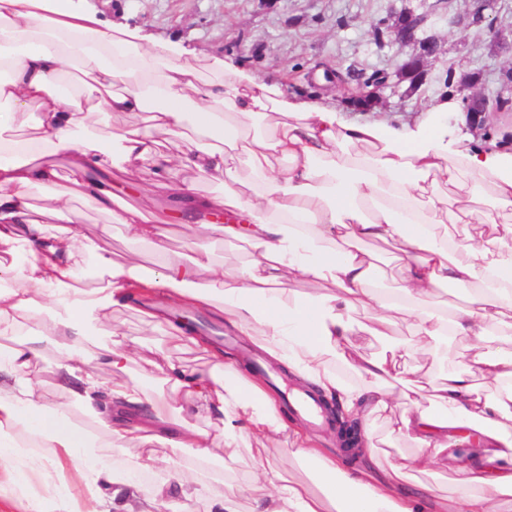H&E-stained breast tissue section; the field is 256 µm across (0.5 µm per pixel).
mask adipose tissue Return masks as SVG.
Segmentation results:
<instances>
[{
  "label": "adipose tissue",
  "instance_id": "adipose-tissue-1",
  "mask_svg": "<svg viewBox=\"0 0 512 512\" xmlns=\"http://www.w3.org/2000/svg\"><path fill=\"white\" fill-rule=\"evenodd\" d=\"M68 98L54 90L66 76ZM100 112L145 115L144 125L108 137L84 132ZM35 116L33 137L14 140L18 115ZM266 136L254 128L266 119ZM188 140L187 150L165 152L161 136ZM68 160L59 169L58 157ZM149 165L143 195L163 193L190 212L235 215L225 240L243 241L251 258L237 273L217 267L203 247L189 262H163L153 275L119 264L89 238L67 199L56 196L42 215L36 193L59 181L88 207L105 213L130 239L165 253L164 216L127 204L107 180L90 171ZM182 172L216 185L195 195ZM512 152L498 147H451L448 131L429 123L398 131L383 121L345 122L336 107L289 100L275 85L231 62L208 70L162 44L142 43L136 31L102 24L96 14L59 0H0V336L15 342L0 352V502L26 501L28 512H239L246 490L260 493L257 512H512ZM452 224H472L458 239ZM394 246L396 287L376 289L381 270L364 243ZM101 272L98 287H77L79 259ZM296 281L328 285L303 298ZM460 285L462 305L439 306L433 295ZM162 293L170 305L223 311L236 332L270 360L290 368L345 411L368 419L386 407L381 384L395 369L393 350L367 356L350 337L384 336L398 320L410 321L415 342L437 343L441 374L429 382L430 409L414 397L421 387L402 383L407 412L401 430L417 450L411 464H389L383 477L352 475L334 457L292 432L298 458L314 466L326 485L316 495L289 479L274 462L259 464L247 485L225 484L217 446L238 447L242 436L268 439L290 432L261 382L252 381L221 349L162 308L144 316L164 325L177 345L194 346L210 359L209 371H190L169 356L152 363L160 387L174 395L172 413L150 423L127 414L148 402L130 378L141 352L137 339L117 326H101L107 310L131 292ZM52 311L53 335L23 334L25 322ZM112 337L88 370L89 332ZM469 337L471 366L448 359L446 346ZM53 353L63 399L47 403L38 365ZM221 415V440L190 427L188 409ZM92 431L75 430L73 412ZM149 445L167 450L150 496L130 455L114 467L112 453ZM455 467L451 495L434 486L406 492L411 469L438 456ZM82 491L73 494L71 474ZM225 484L223 495L214 485Z\"/></svg>",
  "mask_w": 512,
  "mask_h": 512
}]
</instances>
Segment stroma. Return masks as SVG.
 Segmentation results:
<instances>
[{"mask_svg":"<svg viewBox=\"0 0 512 512\" xmlns=\"http://www.w3.org/2000/svg\"><path fill=\"white\" fill-rule=\"evenodd\" d=\"M82 5L103 23L172 44L202 65L229 57L241 60L289 99L326 102L343 109L346 119L378 116L396 127L423 119L441 96L437 79L444 71L453 70L456 79L486 94L496 89L500 70L512 68V0H82ZM407 13L425 15L423 33L438 43L437 53L423 59L419 88L410 90L404 82L398 93H383L370 108L351 107L357 85L335 83V72L364 68L391 73L398 60L418 53V45H401L393 33L378 38L373 32L377 18L395 22ZM111 177L127 187L126 202L156 213L173 210L165 195L144 200L140 187L150 180L147 170L116 168ZM75 210L86 234L113 260L157 270L158 256L148 246H133L121 225L80 203ZM107 318L144 346L164 338L136 306L112 308ZM403 410L402 402L392 398L385 410L365 421L375 450L360 457L358 467L378 471L414 456L412 441L398 430Z\"/></svg>","mask_w":512,"mask_h":512,"instance_id":"stroma-1","label":"stroma"}]
</instances>
